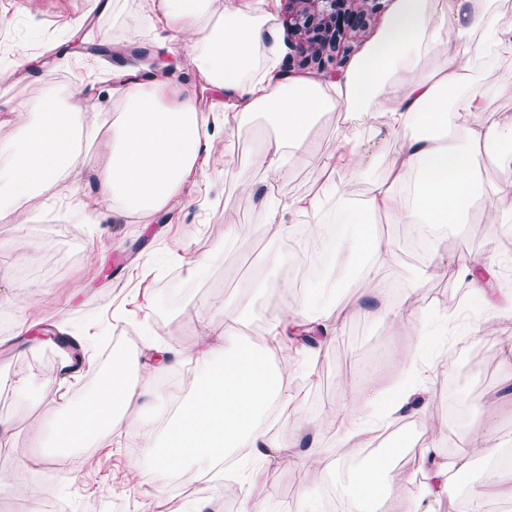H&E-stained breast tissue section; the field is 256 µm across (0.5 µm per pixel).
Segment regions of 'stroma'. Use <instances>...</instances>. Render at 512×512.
Segmentation results:
<instances>
[{
	"label": "stroma",
	"instance_id": "stroma-1",
	"mask_svg": "<svg viewBox=\"0 0 512 512\" xmlns=\"http://www.w3.org/2000/svg\"><path fill=\"white\" fill-rule=\"evenodd\" d=\"M108 2L103 9L93 0H0V140L13 133L15 106L41 98L50 88L81 93L95 105L99 120H108L121 106L112 94L117 85L113 70L118 67L129 81L163 72L178 84L196 88L200 109L215 114L214 152L226 165L223 172L205 174L186 187L183 209L156 214L150 223L91 209L81 221L69 198L86 197L94 179L97 146L85 140L84 167L70 171L59 189L32 197L25 223H0V242L26 257L0 281V419L16 422L10 436L0 437V472L21 473L10 491L0 495V512L29 501L36 486L49 490L58 512H103L106 504L117 512H146L158 495L164 498V512H182L190 500L202 501L205 512H238L256 472L275 492L269 512H298L304 491L313 492L328 512V475L338 462L343 475L354 471L347 458L355 445L365 456L387 461L393 484L419 496L420 441L408 425H387L354 445L321 419L323 409L341 401L348 388L366 393L409 381V371L395 363L372 371L364 353H387L415 343L420 346L418 367L431 394L423 423L433 427L443 456L469 460L466 482L449 485L433 503L434 512H454L458 501L478 490L483 493L484 512H512L494 493L495 485L512 484V468L491 469L488 459L472 454L457 434L461 426L474 433L483 428L481 414L471 412L468 404L500 391V349L512 341V317L474 315L471 286L453 268L447 276L430 278L415 289L414 324L400 332L364 313L366 287L344 275L343 261H331L317 277L305 281V288L318 296L326 286L336 288L335 306L325 318L341 328L312 369L304 367L305 348L289 352L291 389L301 406L280 412L271 431L286 444L316 439L328 451L321 466L306 464L296 454L263 465L243 457L207 484L194 478L191 469H182L185 482L179 485L160 479L154 465L144 459L143 441L135 432L119 430L78 450L67 470L47 460L42 428L61 410L52 379L63 359L80 363L67 386L69 398H80L107 367L106 351L128 344L138 360L150 343L172 350L195 344L200 332L198 306L209 297L233 305L248 303L237 330L246 340L264 335L267 313L279 305L280 295L274 288L251 293L247 284L253 277L285 279V269L267 271L262 258L273 251L288 254L289 241L272 234L225 238V225L259 228L264 222L253 199L242 192L240 178L249 176L284 202L308 195L316 178L315 170L303 161L285 181H269L266 173L250 168L249 143L225 132L224 115L214 110L223 96L201 86L187 49L173 54L158 51L141 0ZM387 17L384 11L373 16L361 37L322 63L295 62L292 74L336 78L379 33ZM92 43L111 46V54L86 53V45ZM21 49L32 61L18 70L12 60ZM435 246L450 259L479 254L494 262L496 271L512 270V254L502 251L492 234L456 227L442 233ZM91 250L99 255L97 263L86 260ZM191 262L201 265L193 276L187 272ZM31 282L43 285L41 300L29 297ZM340 308L346 310V318H337ZM37 328L70 337L73 344L63 348L30 340V332ZM29 381L40 383L42 390L19 403L15 386ZM20 448L29 449L30 459L17 456ZM131 470L136 477L129 481L125 475Z\"/></svg>",
	"mask_w": 512,
	"mask_h": 512
}]
</instances>
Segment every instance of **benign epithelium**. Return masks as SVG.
I'll use <instances>...</instances> for the list:
<instances>
[{"mask_svg": "<svg viewBox=\"0 0 512 512\" xmlns=\"http://www.w3.org/2000/svg\"><path fill=\"white\" fill-rule=\"evenodd\" d=\"M282 23L304 61L319 60L328 51L357 38L381 8V0H284Z\"/></svg>", "mask_w": 512, "mask_h": 512, "instance_id": "1", "label": "benign epithelium"}]
</instances>
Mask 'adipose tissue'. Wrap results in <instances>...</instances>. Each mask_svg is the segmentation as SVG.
<instances>
[{
	"label": "adipose tissue",
	"instance_id": "1",
	"mask_svg": "<svg viewBox=\"0 0 512 512\" xmlns=\"http://www.w3.org/2000/svg\"><path fill=\"white\" fill-rule=\"evenodd\" d=\"M144 17L158 47L189 50L207 87L227 98L224 127L237 136L254 137L253 119L271 118L268 132L255 150L254 167L272 179L288 178L294 163L307 159L322 183L310 196L285 203L259 194L268 227L276 234H295L307 226L319 235L322 201L335 196L334 220L353 227L336 242L363 278L378 305L372 316L402 330L413 306L411 293L400 311L383 302L384 285L398 257L389 239L372 230L373 223L435 224L444 228L472 221L476 201L487 204L483 222L493 227L503 213H512V114L483 117V105L504 88L474 79L472 57L512 54V0H395L392 13L366 52L331 86L313 77H292L279 68L277 40L269 21L275 0H142ZM122 109L109 127L90 121L94 106L75 93L48 90L38 101L17 105L16 134L0 142V223L25 221L26 203L37 193L57 187L85 155L75 147L80 133L101 140L103 152L94 169L96 211L118 210L142 220L183 205V191L203 174L217 170L209 131L210 118L198 107L194 89L155 75L120 87ZM345 107L374 137L392 141L386 151L367 150L361 138L344 132L336 154H316L308 130L318 116ZM368 179L369 195L353 202L341 182ZM214 304L204 301L202 331L195 345L161 352L146 372L124 356L112 359V371L90 396L79 401L62 397L60 413L45 434L58 466H67L74 449L106 439L112 429H143L145 415L163 398L160 385L171 373L189 368L195 395L170 419L163 445L145 437V454L161 477L193 468L198 479L211 481L217 458L234 457L246 448L270 460L284 444L270 432L272 409L297 405L288 388V367L282 362L287 338L307 327L319 338L312 357L328 348L332 336L312 296L276 307L262 342H244L235 329L241 308L225 306L224 323L209 318ZM388 398L387 420L424 414L429 391L423 382L395 393L380 388L366 396L327 407L326 420L351 432L373 414L376 400ZM484 430L469 436L472 453L495 456L500 448L496 420L512 413V397L481 403ZM418 466L426 480L421 496L391 486H377L383 471L379 458H367L350 476L345 491L358 507L383 494L392 512H432V504L450 483L468 475L464 460L442 458L436 439L424 432Z\"/></svg>",
	"mask_w": 512,
	"mask_h": 512
}]
</instances>
